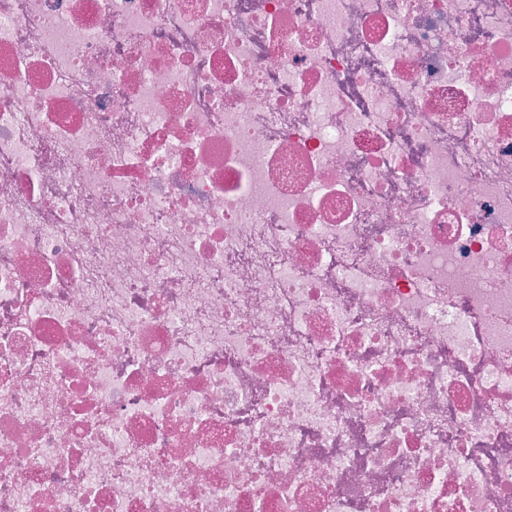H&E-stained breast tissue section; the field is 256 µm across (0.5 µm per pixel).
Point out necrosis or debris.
<instances>
[{
  "instance_id": "necrosis-or-debris-1",
  "label": "necrosis or debris",
  "mask_w": 512,
  "mask_h": 512,
  "mask_svg": "<svg viewBox=\"0 0 512 512\" xmlns=\"http://www.w3.org/2000/svg\"><path fill=\"white\" fill-rule=\"evenodd\" d=\"M0 512H512V0H0Z\"/></svg>"
}]
</instances>
